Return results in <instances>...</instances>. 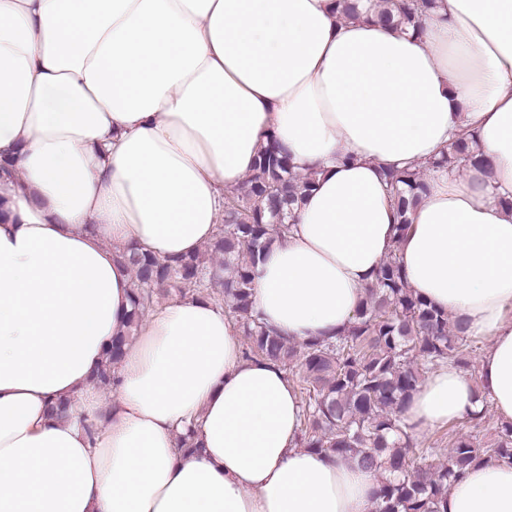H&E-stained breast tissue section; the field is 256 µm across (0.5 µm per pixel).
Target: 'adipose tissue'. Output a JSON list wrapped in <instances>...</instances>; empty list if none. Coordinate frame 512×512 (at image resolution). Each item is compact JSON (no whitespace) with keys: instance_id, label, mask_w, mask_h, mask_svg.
Returning <instances> with one entry per match:
<instances>
[{"instance_id":"ef3b65f1","label":"adipose tissue","mask_w":512,"mask_h":512,"mask_svg":"<svg viewBox=\"0 0 512 512\" xmlns=\"http://www.w3.org/2000/svg\"><path fill=\"white\" fill-rule=\"evenodd\" d=\"M376 8L0 0V512H374L379 475L300 445L294 385L216 300L156 306L110 398L90 380L131 309L120 253L210 244L269 133L316 185L252 268L259 319L335 339L396 254L488 341L477 379L448 363L418 385L408 432L486 402L512 423V0H435L417 35ZM464 129L487 166L431 170L397 237L382 169ZM444 512H512V462L469 467Z\"/></svg>"}]
</instances>
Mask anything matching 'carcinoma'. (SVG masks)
<instances>
[{"label":"carcinoma","instance_id":"carcinoma-1","mask_svg":"<svg viewBox=\"0 0 512 512\" xmlns=\"http://www.w3.org/2000/svg\"><path fill=\"white\" fill-rule=\"evenodd\" d=\"M372 20L384 27L411 26L420 31L433 0H381ZM446 163L464 168L481 165L470 138L456 140ZM385 181L396 215L397 237L410 224L409 215L427 190L425 172L387 167ZM314 186V174L292 170L288 150L275 136L258 155L253 169L225 198L224 224L203 250L174 259H160L138 248L123 255L134 281L132 310L126 329L112 339L105 363L94 377L110 392L112 365L126 341L137 335L140 321L154 300L170 292L209 295L213 260L224 266L220 284L228 315L242 327L249 342L248 358H261L286 374H297L301 401L299 439L308 448L355 456L360 465L382 478L375 512H443L448 489L468 467L485 456L512 459V424L495 428L490 444L479 435L488 430L487 411L466 415L467 432L448 431V455L435 461L436 448L410 455L414 438L401 414L425 375L448 360L469 367L473 340L466 327L431 306L407 285L390 254L381 265L354 322L334 341L292 342L257 322L253 316L251 268L271 245L288 234L293 211Z\"/></svg>","mask_w":512,"mask_h":512}]
</instances>
